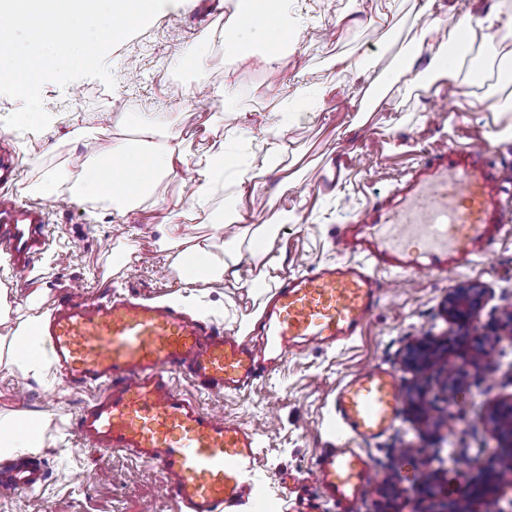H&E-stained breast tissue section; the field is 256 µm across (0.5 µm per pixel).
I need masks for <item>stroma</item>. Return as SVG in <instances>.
Wrapping results in <instances>:
<instances>
[{
    "mask_svg": "<svg viewBox=\"0 0 512 512\" xmlns=\"http://www.w3.org/2000/svg\"><path fill=\"white\" fill-rule=\"evenodd\" d=\"M387 5V0H298L309 24L287 72L254 71L220 101L210 92L223 86L226 71L233 67L222 44L224 25L233 12L231 0L166 5L144 30L109 52L114 88L93 78L63 88L45 84L42 100L52 120L41 132L22 133L7 126L6 117L20 103L0 96V138L11 146L22 170L13 195L45 206L53 229L48 250L31 272L0 262V287L6 288L10 304L0 336H9L32 311L46 313L50 303L69 296L76 285L87 295L132 292L170 303L190 294L205 319L231 333L265 309L273 295L269 288L252 296L228 284L193 288L183 283L171 271L158 240L162 225L180 209L187 212V237L214 234L236 186L220 182L205 201L192 203L205 136L233 141L234 124L226 112L275 111L272 89L290 75L303 73L307 86H323L327 92L318 109L290 133L288 156L295 178L288 190L275 197L278 179L266 175V185L251 205L253 223L263 224L289 210L292 199H306L305 213L283 227L289 254L285 274L299 272L305 263L336 260V240L346 225L372 210L378 197L433 147L481 145L499 162H512V136L505 134L512 127V107L496 114L485 104L467 106L452 99L447 115L438 118L434 98L419 90L397 92L386 109L372 111L362 133L349 132L355 114L349 101L361 85L347 80L328 86L331 64L336 55L352 51L376 61L386 76L401 64L419 25L417 8L414 0H397L394 26L375 24ZM351 11L361 26H336L337 14ZM201 46L208 54L198 62L194 52ZM190 88L196 91L191 99L186 96ZM116 112L128 113L129 124L114 127ZM144 120L178 134L188 153L187 165L159 181L152 196L123 214L107 201L73 196L74 155L83 142L104 146L133 138ZM331 158L344 162L334 194L324 175ZM53 174L64 177L56 196L35 193L34 185ZM118 250L129 252L130 260L117 268L112 254ZM469 282L481 283L485 296L472 325L462 330L449 321L445 306L449 293ZM34 292L39 295L35 310L27 304ZM511 316L512 234L496 240L484 258L454 276L415 275L404 287L385 289L357 336L325 350L299 346L244 391L208 395L182 376L176 384L205 408L223 413L256 436L258 477L238 512H336L308 478L321 452L337 440L336 388L360 368L390 366L405 403L388 435L362 445L373 465L372 493L353 512H440L447 502L464 501L465 478L484 468L500 449L486 415L493 403L512 397V339L491 347L481 339ZM427 341L439 344L440 358L421 372L407 367V348ZM91 397V392L69 389L55 368L41 383L0 371V418L19 411L51 418L39 453L47 467L44 485L0 495V512H178L153 466L79 445L74 419ZM414 398L442 410L443 419L416 415L408 405Z\"/></svg>",
    "mask_w": 512,
    "mask_h": 512,
    "instance_id": "35a3bbf8",
    "label": "stroma"
}]
</instances>
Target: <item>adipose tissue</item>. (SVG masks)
I'll return each mask as SVG.
<instances>
[{"label": "adipose tissue", "instance_id": "adipose-tissue-1", "mask_svg": "<svg viewBox=\"0 0 512 512\" xmlns=\"http://www.w3.org/2000/svg\"><path fill=\"white\" fill-rule=\"evenodd\" d=\"M418 2L421 23L412 49L392 75L382 76L375 65L350 53L336 57L337 79L360 80L378 105L391 90L418 88L434 97L447 92L460 99L475 98L499 111L497 95L512 81L477 66L476 61L489 51L512 68V49L503 50L499 44L500 37L512 35V11L493 5L463 11L442 0ZM234 7L238 22L224 30V54L234 60L236 73L286 70L303 25L295 0H234ZM290 118L287 112L255 119L243 112L234 115L235 128L243 137L266 145L267 167L280 173L281 193L290 182L286 175ZM203 160L196 198L208 195L215 175L231 172L236 177L230 214L221 226L224 240L219 243L211 236L185 240L181 224L174 222L166 225L161 248L168 251L172 269L186 284L224 282L252 291L269 287L288 260V242L280 225L247 221L249 203L260 187L256 175L239 164L221 141L206 149ZM185 163L175 134L143 122L134 140L100 147L93 162L82 163L73 190L83 198L109 199L115 210L123 211L149 197L160 179L174 175ZM43 327L41 317L31 316L13 328L7 352L0 354V366L32 376L47 368L50 357ZM49 426L48 419L25 412L0 420V457L38 452Z\"/></svg>", "mask_w": 512, "mask_h": 512}]
</instances>
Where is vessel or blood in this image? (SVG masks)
Listing matches in <instances>:
<instances>
[{
	"label": "vessel or blood",
	"instance_id": "vessel-or-blood-1",
	"mask_svg": "<svg viewBox=\"0 0 512 512\" xmlns=\"http://www.w3.org/2000/svg\"><path fill=\"white\" fill-rule=\"evenodd\" d=\"M18 173L14 154L0 151V252L24 269L48 246L50 228L45 208L3 194ZM366 221L365 245L341 238L339 260L284 279L254 339L138 295L50 304L45 334L56 365L71 388L99 391L75 419L79 442L157 468L179 512H236L258 469L255 435L184 395L174 374L211 395L233 393L279 367L297 343L325 349L349 340L376 306L380 272L460 269L512 227V167L482 147L433 148ZM400 398L392 369L357 371L336 391V425L380 439L398 420ZM372 470L360 449L336 445L319 456L312 480L340 508L367 493ZM45 480L43 460L0 463L1 494Z\"/></svg>",
	"mask_w": 512,
	"mask_h": 512
}]
</instances>
